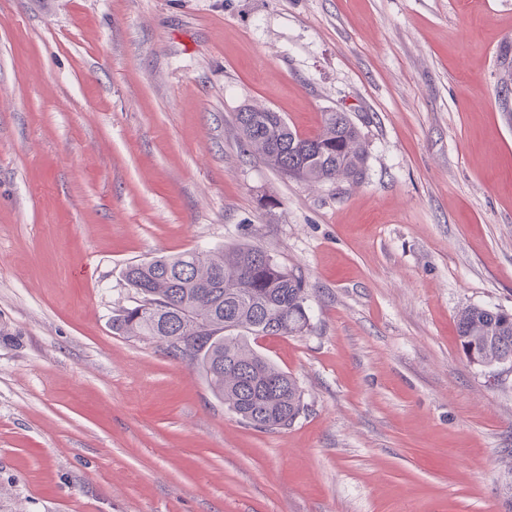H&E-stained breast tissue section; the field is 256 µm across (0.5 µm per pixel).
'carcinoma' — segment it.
<instances>
[{"instance_id":"cac0c4a2","label":"carcinoma","mask_w":512,"mask_h":512,"mask_svg":"<svg viewBox=\"0 0 512 512\" xmlns=\"http://www.w3.org/2000/svg\"><path fill=\"white\" fill-rule=\"evenodd\" d=\"M243 146L282 175L307 182L362 179L367 150L344 112L325 113L322 130L305 137L277 112L244 106L236 113ZM128 285L141 295L112 318V329L144 336L189 361L212 393L247 424L284 429L304 412L295 377L256 349L265 336H292L310 326L302 277L250 244L191 249L130 266ZM463 351L486 363L512 360V316L467 306L457 314Z\"/></svg>"}]
</instances>
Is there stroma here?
<instances>
[{
    "label": "stroma",
    "instance_id": "stroma-1",
    "mask_svg": "<svg viewBox=\"0 0 512 512\" xmlns=\"http://www.w3.org/2000/svg\"><path fill=\"white\" fill-rule=\"evenodd\" d=\"M512 0H0V512H512V363L456 317L512 312ZM349 113L360 183L245 152ZM248 242L310 327L259 351L285 429L112 330L126 268Z\"/></svg>",
    "mask_w": 512,
    "mask_h": 512
}]
</instances>
